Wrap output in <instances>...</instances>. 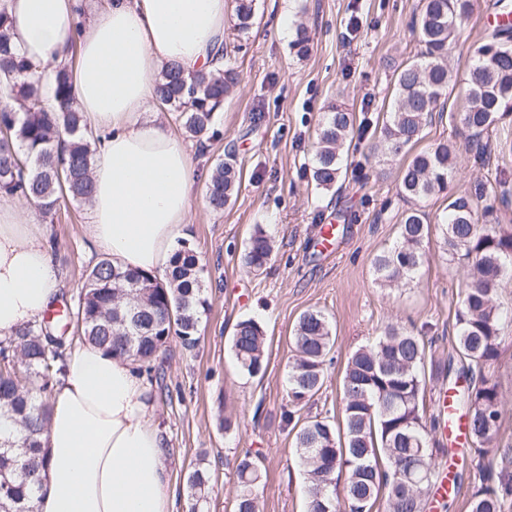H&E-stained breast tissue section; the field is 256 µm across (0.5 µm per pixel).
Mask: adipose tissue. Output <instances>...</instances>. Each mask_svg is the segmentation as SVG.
<instances>
[{
	"label": "adipose tissue",
	"mask_w": 512,
	"mask_h": 512,
	"mask_svg": "<svg viewBox=\"0 0 512 512\" xmlns=\"http://www.w3.org/2000/svg\"><path fill=\"white\" fill-rule=\"evenodd\" d=\"M11 41L45 71L76 59L75 99L93 135L86 232L126 270L164 276L188 224L196 163L153 108L162 71L217 67L232 0H106L87 25L80 0H0ZM61 276L41 230L0 201V340L49 308ZM146 375L79 343L64 357L43 437L35 512H175Z\"/></svg>",
	"instance_id": "adipose-tissue-1"
}]
</instances>
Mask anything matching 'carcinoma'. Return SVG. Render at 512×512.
Wrapping results in <instances>:
<instances>
[{"label": "carcinoma", "mask_w": 512, "mask_h": 512, "mask_svg": "<svg viewBox=\"0 0 512 512\" xmlns=\"http://www.w3.org/2000/svg\"><path fill=\"white\" fill-rule=\"evenodd\" d=\"M472 0H422L415 29L423 50L420 57L396 70L395 98L389 120L381 128L372 154L400 156L422 139L428 117L436 111L452 81L448 49L468 19ZM254 0H236L237 35L249 32ZM11 22L0 10V83L9 89L0 104V193L33 204L44 215L61 204H88L92 197L90 168L94 150L73 95L71 65L54 71L52 94L60 110L40 105L41 81L32 64L12 45ZM291 48L296 56L310 51L305 27L297 30ZM239 74L230 61L217 72L199 71L186 78L179 68L165 70L157 85L158 104L177 113L193 138L211 139L215 114L224 104ZM512 115V37L497 30L474 50L460 115H448L469 132L467 146L481 160L483 137L496 122ZM355 115L344 104L328 106L319 122L310 179L330 191L342 174L344 145L353 133ZM459 146L443 140L412 156L402 170L403 198L424 201L448 188L455 174ZM241 174L233 156L219 161L205 191L209 209L224 212L238 192ZM491 184L476 181L448 196L446 214L438 225L444 253L467 260V283L455 315L459 376L469 380L457 395L465 410L471 452L477 458L481 485L473 493L470 512H504L512 500V470L485 466L502 423V397L495 368L505 340L504 314L494 301L512 265V231L487 224L493 205ZM431 234L428 213L420 207L405 211L398 239L375 255L372 268L381 286L413 280L426 261L425 241ZM274 236L258 225L247 239L241 262L248 273H260L270 263ZM204 265L186 241L175 252L165 279L127 272L100 259L86 274L73 322L84 342L136 365L147 375H159L154 361L175 339L189 351L200 342L204 296ZM53 322L34 321L0 341V420L16 432L0 433V476L9 486L3 507L34 512L38 476L44 464L42 436L50 421V385L63 371V338L48 329ZM266 331L254 318L237 322L231 352L239 370L250 378L265 373ZM332 323L323 311H305L293 328L294 355L288 362V411L294 445L306 466L309 512H373L378 500L387 512H425V495L438 475L437 458L446 449L434 447L431 432L442 416L427 413V343L411 330L390 325L373 342L347 360L342 377L341 418L312 419L297 426L294 414L323 388L328 356L334 346ZM344 476L343 493L337 491ZM238 491L235 512H259L263 481L260 460L250 453L235 461ZM193 507L206 501L209 474L200 468L187 477Z\"/></svg>", "instance_id": "obj_1"}]
</instances>
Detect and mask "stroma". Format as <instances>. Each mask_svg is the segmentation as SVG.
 <instances>
[{
    "instance_id": "35a3bbf8",
    "label": "stroma",
    "mask_w": 512,
    "mask_h": 512,
    "mask_svg": "<svg viewBox=\"0 0 512 512\" xmlns=\"http://www.w3.org/2000/svg\"><path fill=\"white\" fill-rule=\"evenodd\" d=\"M506 7L512 0H473L449 53L456 79L445 98L448 111L462 109L473 49L492 31L493 15ZM419 9L420 0H256L255 23L242 38L233 29L234 17L225 19L224 48L239 82L217 114L219 137L202 145L188 136L184 143L205 171L233 154L241 186L217 214L204 203V183L196 185L183 234L202 258L209 307L198 347L190 352L173 340L156 360L164 383L156 392L154 419L169 439L165 465L177 512L191 510L187 475L197 468L211 477L200 512H234L235 460L247 451L259 456L265 473L261 512H305L307 474L284 420L292 332L304 311H324L336 341L322 390L297 414L302 421L340 415L348 357L386 326L411 328L431 339L434 361H446L455 349V314L467 269L442 252L438 235L430 236L428 260L408 285L380 286L371 267L375 254L396 243L406 208L398 194L404 157L372 156L370 145L389 117L395 68L420 51L414 31ZM354 17L361 24L353 31ZM301 26L311 38L304 58L291 49ZM336 101L345 103L361 125L344 155L339 190L319 191L309 175L315 129ZM487 141L490 150L481 163L471 151L459 149L447 192L424 204L430 220L442 215L449 193L483 180L495 189L493 223L512 225V120L492 127ZM23 211L53 237L60 294L77 301L86 269L102 256L86 234L88 206L70 203L52 217L28 205ZM258 224L272 229L275 248L267 268L254 275L244 271L241 254ZM324 224L344 229L335 252L318 244ZM248 317L267 331V368L255 378L239 372L230 350L235 324ZM496 376L503 419L495 446L512 448V328ZM225 417L235 423L228 432L219 426ZM437 462L464 471L448 512H468L480 485L469 452L463 448Z\"/></svg>"
}]
</instances>
